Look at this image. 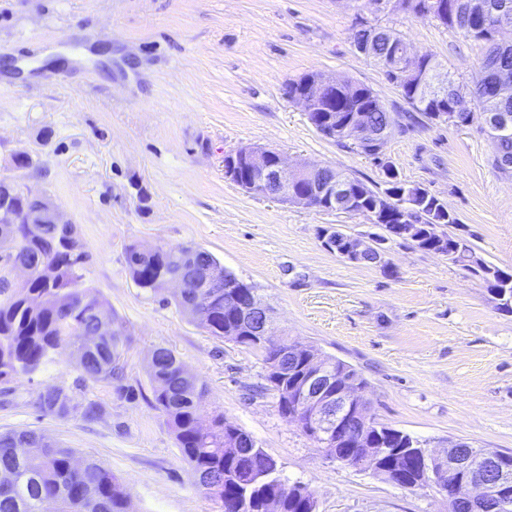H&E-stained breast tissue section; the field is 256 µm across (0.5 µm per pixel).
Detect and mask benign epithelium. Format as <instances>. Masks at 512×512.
<instances>
[{
	"instance_id": "1",
	"label": "benign epithelium",
	"mask_w": 512,
	"mask_h": 512,
	"mask_svg": "<svg viewBox=\"0 0 512 512\" xmlns=\"http://www.w3.org/2000/svg\"><path fill=\"white\" fill-rule=\"evenodd\" d=\"M448 77L431 72L427 76L430 97L441 99L448 93ZM336 87V79L321 75L315 91L305 95H294L292 100L304 112L312 110L313 100ZM321 134L334 137L341 134L359 147L373 149L383 163H389L384 148L391 134V126H373L366 122L364 115L356 113L344 124L335 128L328 121L314 125ZM323 165L304 163L291 166L277 151L261 146L247 145L224 157V176L244 190L260 194L274 185L278 198L304 208L315 206L320 201L330 210L358 214L350 199V184H339L336 179L317 180L314 174ZM40 209L33 217L36 224H66L58 206L48 197L39 196ZM412 205L408 199L380 196L375 210L394 208L402 213ZM339 234L342 247L335 249L332 234ZM408 236L401 224H394L389 233L367 238L331 229L321 233L322 246L336 252L341 258L355 263L366 256L382 263L387 254L386 244L392 239ZM245 299L237 305L238 316L248 331V339L277 349L276 357L268 364V372L282 376L294 374L299 358H304L300 375L289 394L288 418L297 423L312 439L324 447L325 455L344 465L350 466L354 456L336 451L344 441L350 448L363 451L368 458L376 461L391 454H411L418 465L448 504L458 509L490 508L492 512H512V470L502 464L498 451L475 448L464 441L454 442L441 451L428 450L413 438L405 440V447H389L388 437L392 433L368 415L367 401L358 393V384L336 385V373L330 362L295 343H284L275 325L270 308L254 292L244 293ZM224 443L228 448H253L255 441L240 434L236 427L224 423Z\"/></svg>"
}]
</instances>
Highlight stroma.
<instances>
[{"label": "stroma", "mask_w": 512, "mask_h": 512, "mask_svg": "<svg viewBox=\"0 0 512 512\" xmlns=\"http://www.w3.org/2000/svg\"><path fill=\"white\" fill-rule=\"evenodd\" d=\"M363 21L464 81L484 59L482 43L367 0H0V179L47 195L74 225L85 280L121 333L124 372L119 388L85 380L70 352L54 355L0 382V433L34 430L97 459L125 486L129 512H221L155 407L148 362L165 347L204 389L202 423L220 415L248 433L284 481L308 487L316 512H448L433 486L402 488L326 457L280 413L259 354L211 335L173 289L133 281L129 245H191L255 286L289 342L355 368L376 421L430 448L512 451V313L480 277L402 241L388 265L347 262L322 247L320 229L379 226L224 176L225 155L256 144L382 182L371 157L324 137L283 93L311 71L368 86L396 118L385 154L401 180L443 199L457 218L444 232L512 273V177L492 165L481 112L453 125L413 111L356 51ZM20 153L30 167H15ZM48 386L102 417L42 413Z\"/></svg>", "instance_id": "obj_1"}]
</instances>
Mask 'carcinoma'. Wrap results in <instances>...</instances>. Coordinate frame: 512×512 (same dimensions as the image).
I'll return each mask as SVG.
<instances>
[{"instance_id":"carcinoma-1","label":"carcinoma","mask_w":512,"mask_h":512,"mask_svg":"<svg viewBox=\"0 0 512 512\" xmlns=\"http://www.w3.org/2000/svg\"><path fill=\"white\" fill-rule=\"evenodd\" d=\"M396 12L421 18L434 16L444 27L484 44L485 58L479 71L468 82H455L454 93L448 94V113L458 123L466 122L473 110L497 117L512 115V92L504 97L496 92L497 81L505 78L512 86V44L497 43L494 27H512V0H397ZM482 9L491 19V27L467 31L465 23L475 11ZM375 26L361 24L354 33L357 46H369L370 56L380 63L388 80L402 90L406 101L429 120L436 119L434 105L416 80H407L403 69L410 56L409 44L400 37L393 41L374 34ZM318 73L310 72L290 80L284 91L288 95L303 94L313 89ZM321 107L334 113L338 127L353 112L363 113L373 125H394V118L379 97L367 86L344 82L336 90L334 103L322 99ZM493 167L512 176V132L494 140ZM359 193V206L371 205L381 193L401 196L409 188L394 173H384L385 189L371 188L360 180H351ZM410 214L411 226L417 232L409 238L423 251L451 254L453 263L478 274L489 284L490 291L499 290L512 300V275L481 262L468 265L472 247L461 238L443 234L437 242L423 235L422 226L429 224L433 199L415 198ZM38 201L22 192H14L11 208L0 216V240L10 239L13 246L0 254V295L9 287L8 267L23 265L32 269L31 277L6 298L0 299V381L40 368L60 349H68L79 362L82 377L94 381H119L122 368L113 361V353L121 342L120 335L100 336L92 344L86 336L96 329V316L104 301L99 293L86 285L85 251H74L79 242L74 225L30 224V213ZM127 264L132 279L142 288L160 291L158 279L164 268L184 271L182 298L188 303L184 311L212 335L224 336L231 326L224 317V299L238 289L218 294L208 287V276L219 262L208 252L192 246L162 245L145 253L138 246L127 248ZM43 295L46 301L36 306L32 298ZM149 378L154 388L155 407L170 423L178 447L192 465L197 484L205 497L224 504L228 497L252 499L250 512L259 510L266 492L278 496L283 512H300V505L315 507L312 494L300 484L283 485L277 462L263 449L243 448L236 455L224 447V418L216 416L210 428L199 427V411L204 394L197 379L167 348H159L150 362ZM71 395L59 390L56 396H38L40 409L48 414L67 416L70 411L59 399ZM42 435L34 430L0 433V473L12 476L9 491L0 492V512H44L43 502L53 500L56 512H127L128 494L119 479L98 460L88 457L82 463L74 460L73 451L58 445H41Z\"/></svg>"}]
</instances>
